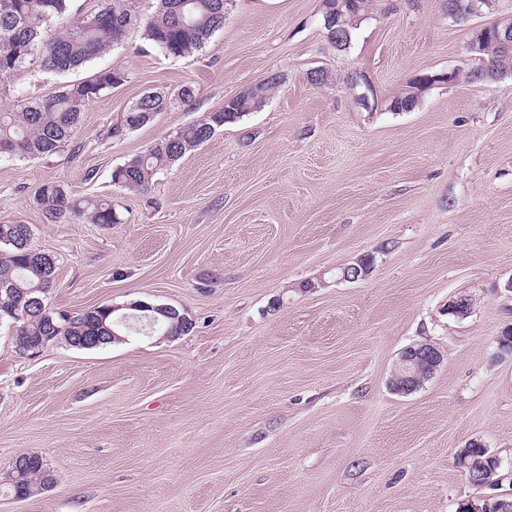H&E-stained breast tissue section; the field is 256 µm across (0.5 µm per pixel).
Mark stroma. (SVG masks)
Returning <instances> with one entry per match:
<instances>
[{
    "label": "stroma",
    "instance_id": "35a3bbf8",
    "mask_svg": "<svg viewBox=\"0 0 512 512\" xmlns=\"http://www.w3.org/2000/svg\"><path fill=\"white\" fill-rule=\"evenodd\" d=\"M334 50L322 0H234L202 49L170 57L140 29L66 74L27 59L0 101L39 99L116 68L70 146L0 162V221L56 258L53 311L168 304L193 327L95 349L19 355L0 325V469L41 455L55 482L0 512H456L478 495L455 462L483 443L512 493V74L392 101L424 74L475 67L474 28L444 0H388ZM325 69L327 84L309 73ZM359 87L345 82L350 72ZM265 105L158 174L148 193L111 173L156 139L270 74ZM192 85L191 102L177 100ZM169 108L107 135L145 93ZM112 197L122 221H49L46 181ZM371 258L369 275L337 280ZM464 296L467 316L449 314ZM443 362L416 391L389 380L401 352Z\"/></svg>",
    "mask_w": 512,
    "mask_h": 512
}]
</instances>
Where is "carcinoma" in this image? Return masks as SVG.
<instances>
[{
  "mask_svg": "<svg viewBox=\"0 0 512 512\" xmlns=\"http://www.w3.org/2000/svg\"><path fill=\"white\" fill-rule=\"evenodd\" d=\"M376 0H324L331 23L324 25L330 42L339 51L349 48L360 16L372 14ZM143 29L152 48L172 57H184L204 46L224 27V0H159L156 13L144 22L123 8L121 0L107 3L90 16L73 17L70 0H0V84L14 75L25 61L38 54L45 70L66 73L122 43L131 27ZM476 67L467 72L472 83L489 79V73H511L512 51H505L495 39H488L473 53ZM119 69H104L90 79L69 84L53 95L37 100H18L0 108V160L39 158L57 152L70 142L90 102L102 92L125 82ZM263 100L246 94L228 103L230 111L219 108L174 133L157 140L112 171V182L128 191L147 193L154 177L169 169L188 152L209 141L216 130L234 123L259 108ZM169 105L166 95L149 92L126 113L124 122L114 126L112 138L150 122ZM35 200L54 222L87 220L92 224H118L120 216L110 198L76 197L60 181H47L35 192ZM32 229L19 220L0 222V322L15 330L16 347L47 338L48 343L81 336H108L112 326L108 306L90 308L75 315L54 313L49 305L34 307L27 317L14 316L17 304L34 296L48 297L56 271L55 257L31 247ZM35 288L37 292H29ZM114 327V326H112ZM187 320L160 318L158 330L180 336L190 330ZM114 330L125 334L124 327ZM46 461L38 454L24 456L25 476L7 486L22 499L40 492L50 479Z\"/></svg>",
  "mask_w": 512,
  "mask_h": 512,
  "instance_id": "obj_1",
  "label": "carcinoma"
}]
</instances>
